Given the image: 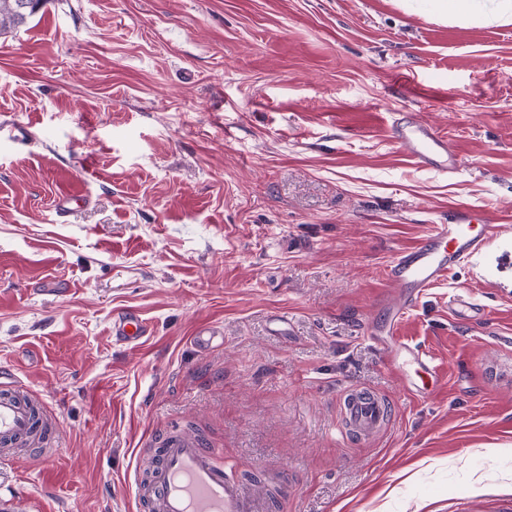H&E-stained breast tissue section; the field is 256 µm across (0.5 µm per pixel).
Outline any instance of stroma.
<instances>
[{
    "instance_id": "obj_1",
    "label": "stroma",
    "mask_w": 512,
    "mask_h": 512,
    "mask_svg": "<svg viewBox=\"0 0 512 512\" xmlns=\"http://www.w3.org/2000/svg\"><path fill=\"white\" fill-rule=\"evenodd\" d=\"M434 13L49 0L0 38V371L58 423L51 460L0 458V512H152L128 478L176 425L266 485V512H512V238L398 324L440 379L406 393L368 334L386 266L450 208L512 215V22ZM406 115L458 173L405 161ZM125 308L141 348L110 333ZM201 325L223 345L197 351ZM349 386L390 405L373 439L340 433ZM147 333L146 319L135 309H124L112 319V335L133 349L145 343Z\"/></svg>"
}]
</instances>
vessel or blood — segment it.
Returning <instances> with one entry per match:
<instances>
[{"label": "vessel or blood", "mask_w": 512, "mask_h": 512, "mask_svg": "<svg viewBox=\"0 0 512 512\" xmlns=\"http://www.w3.org/2000/svg\"><path fill=\"white\" fill-rule=\"evenodd\" d=\"M392 127L409 160L443 173L457 172L459 159L453 147L432 125L413 117L394 120ZM474 222L469 207L454 208L447 223L436 225L422 243L399 251L386 267L384 279L392 290L386 304L390 321L372 325L370 332L379 337L380 350L390 367L414 364L430 377H438L439 369L426 351L394 339V324L417 304L424 291L500 240V225L487 224L478 230ZM147 333L146 320L137 310H122L112 319L113 336L131 348L142 346ZM39 406V399L23 390L14 376L0 375L1 447L35 445ZM340 408L341 429L348 437H373L389 421L387 400L365 388H345ZM155 458L146 487L154 512H264L263 500L253 495L236 471L219 464L216 449L195 434L173 430Z\"/></svg>", "instance_id": "b4317fda"}]
</instances>
